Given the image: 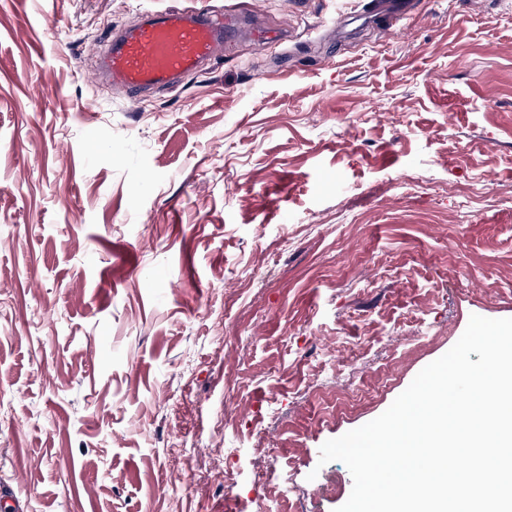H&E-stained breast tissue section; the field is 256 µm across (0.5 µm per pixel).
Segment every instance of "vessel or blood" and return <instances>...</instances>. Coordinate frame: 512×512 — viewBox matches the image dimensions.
<instances>
[{
  "label": "vessel or blood",
  "instance_id": "vessel-or-blood-1",
  "mask_svg": "<svg viewBox=\"0 0 512 512\" xmlns=\"http://www.w3.org/2000/svg\"><path fill=\"white\" fill-rule=\"evenodd\" d=\"M234 28L233 14L217 16L202 5L153 12L145 22L108 38L98 67L114 89L136 96L198 71Z\"/></svg>",
  "mask_w": 512,
  "mask_h": 512
}]
</instances>
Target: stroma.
<instances>
[{
    "instance_id": "obj_1",
    "label": "stroma",
    "mask_w": 512,
    "mask_h": 512,
    "mask_svg": "<svg viewBox=\"0 0 512 512\" xmlns=\"http://www.w3.org/2000/svg\"><path fill=\"white\" fill-rule=\"evenodd\" d=\"M131 99L91 51L188 0H0V487L29 512H335L321 445L512 318V0H202ZM287 487V499L276 490ZM232 30V13L217 16L202 5L152 12L145 22L108 37L98 53V67L114 89L140 95L198 71Z\"/></svg>"
}]
</instances>
